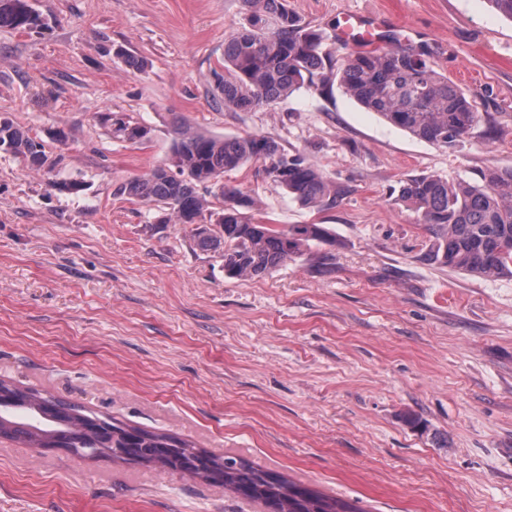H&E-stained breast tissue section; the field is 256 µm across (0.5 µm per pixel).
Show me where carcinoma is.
Here are the masks:
<instances>
[{"label":"carcinoma","mask_w":512,"mask_h":512,"mask_svg":"<svg viewBox=\"0 0 512 512\" xmlns=\"http://www.w3.org/2000/svg\"><path fill=\"white\" fill-rule=\"evenodd\" d=\"M248 26L224 39V107L249 112L268 107L302 87L338 82L344 93L389 124L419 140L453 148L477 123L476 96L437 71L431 55L403 46L360 51L337 63L323 50V35L304 26L287 0H243ZM0 26H45L29 0H0ZM112 134L138 142L141 127L121 118ZM0 150L21 158L27 169L50 167L38 137L0 122ZM253 160L305 208H329L340 192L300 154L288 155L261 135L219 139L182 131L168 161L129 178L117 189L125 199L152 204L159 224H194L202 251L224 257V273L243 279L266 276L313 245L336 243L322 224H290L278 230L252 214L254 201L222 182L224 174ZM216 187L224 200L206 213L200 189ZM396 201L413 210L430 232V258L484 279L512 278V168L488 167L475 179L448 180L419 174L403 181ZM0 437L26 448H74L78 454L110 455L119 448L136 463L179 472L220 486L242 502L271 512H362L355 504L274 474L243 457L216 455L166 433L151 432L56 398L33 387L0 380Z\"/></svg>","instance_id":"obj_1"}]
</instances>
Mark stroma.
<instances>
[{
    "instance_id": "obj_1",
    "label": "stroma",
    "mask_w": 512,
    "mask_h": 512,
    "mask_svg": "<svg viewBox=\"0 0 512 512\" xmlns=\"http://www.w3.org/2000/svg\"><path fill=\"white\" fill-rule=\"evenodd\" d=\"M47 25L0 27V117L56 160L32 172L0 151V379L119 422L276 470L364 512H512V279L428 256L431 236L390 192L410 176L512 167V19L489 0H288L332 28L347 13L431 51L477 97L455 148L413 138L342 88L225 108L224 38L242 0H30ZM145 58L139 71L126 55ZM145 127L132 144L99 117ZM276 140L336 184L301 207L252 161L228 179L317 246L271 275L226 276L189 224L118 196L183 127ZM0 512H253L223 488L101 456L0 440Z\"/></svg>"
}]
</instances>
